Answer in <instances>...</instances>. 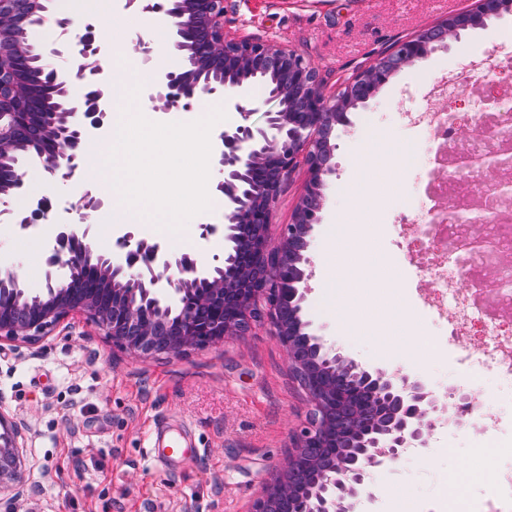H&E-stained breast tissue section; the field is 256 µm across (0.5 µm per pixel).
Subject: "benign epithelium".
I'll list each match as a JSON object with an SVG mask.
<instances>
[{
	"label": "benign epithelium",
	"instance_id": "1",
	"mask_svg": "<svg viewBox=\"0 0 512 512\" xmlns=\"http://www.w3.org/2000/svg\"><path fill=\"white\" fill-rule=\"evenodd\" d=\"M42 0H0V162L28 153L49 175L70 178L87 140L107 129L113 75L100 64L105 47L96 40L95 18L75 32L68 17L56 20L58 40L43 51L49 83H33L17 36L27 34ZM125 7L163 19L171 28L175 64L158 74L147 97L155 111L189 112L203 94L234 93L246 99L259 80L271 79L262 124L244 122L215 134L211 158L215 193L224 197V224L199 225L200 237L224 236V254L201 263L194 254L165 249L135 228L114 248L94 246L92 213L99 200L88 189L77 206L82 224L52 215L46 198L19 208L9 200L26 195L25 173L0 175V221L25 231L53 219L45 247L44 285L32 301L4 305L5 295L28 291L19 275L0 271V341L33 344L69 317L80 314L112 344L139 358L180 357L217 347L263 328L286 351L288 368L305 391L310 409L291 435L288 453L264 479L251 512H352L369 492L371 471L395 464L412 448L424 451L453 408L472 410L476 395L449 390L440 403L427 382L401 369L362 364L327 343L307 315L313 269L309 249L325 190L336 174V131L366 106L402 69L445 48L460 32L512 15V0H474L397 41L359 67L339 90L326 94L318 69L295 49L273 40L224 34V0H125ZM58 84L66 90L63 111L37 104ZM509 149L459 164L493 173L509 164ZM299 168L307 181L292 219L272 234L281 185ZM23 425L0 411V494L26 496L20 474L26 465Z\"/></svg>",
	"mask_w": 512,
	"mask_h": 512
}]
</instances>
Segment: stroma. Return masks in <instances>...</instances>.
Here are the masks:
<instances>
[{"instance_id": "stroma-1", "label": "stroma", "mask_w": 512, "mask_h": 512, "mask_svg": "<svg viewBox=\"0 0 512 512\" xmlns=\"http://www.w3.org/2000/svg\"><path fill=\"white\" fill-rule=\"evenodd\" d=\"M471 0H224V31L231 36L274 39L318 67L327 92L418 29L469 7ZM153 16L120 10L99 18L103 43L133 44L169 40V30L153 31ZM512 39V15L487 22L450 41L392 76L367 107L352 113V127L337 132L336 173L310 248L313 266L345 262L366 286L354 314L369 319L377 335L354 338L325 305L318 280H311L308 316L339 351L380 368H402L436 385L438 396L464 385L462 359L479 340L480 326L454 341L443 337L426 316L434 299L429 277L411 278L408 234L393 232L401 218H416L410 192L413 175L429 168L431 140L403 124L402 115L427 104L438 79L458 74L463 57H483ZM412 149L409 159L391 164L388 176H375L364 203H347L354 169L374 152L381 132ZM90 184L82 172L66 180L43 177L38 195L68 207L71 220ZM220 207L193 217L180 235L140 224V235L176 252L209 261L223 248L220 237L202 240L198 227L220 224ZM360 227L359 241L339 251L328 237L330 224ZM52 225L36 234L0 223V267L23 276L31 289L43 284V251L32 236L48 237ZM421 342L388 347L379 337L394 318ZM481 409L500 417V435L512 439V393L491 379L472 387ZM306 394L292 378L283 348L265 330L245 340L182 358L136 359L96 333L80 315L58 326L39 343L0 344V409L23 422L27 466L23 480L34 493L19 500L0 497V512H250L260 481L288 451V441L304 419ZM186 433L192 451L167 464L152 453L158 426ZM473 422L439 429L424 454H408L389 468L375 469L370 505L361 512H396L411 497L420 512H444V485L466 477L469 512L499 487L489 470L512 462L481 458Z\"/></svg>"}]
</instances>
